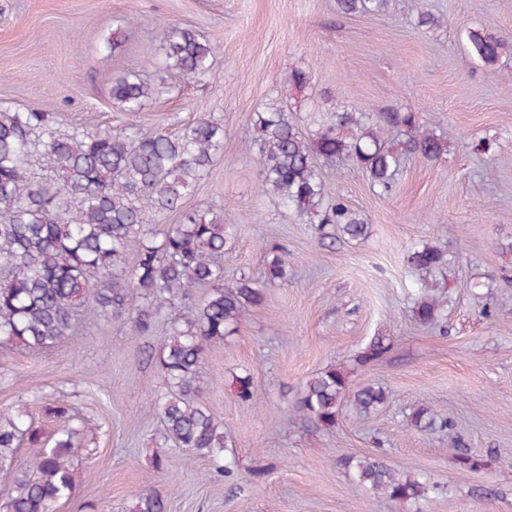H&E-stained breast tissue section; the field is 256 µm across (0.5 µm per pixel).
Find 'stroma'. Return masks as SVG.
Returning a JSON list of instances; mask_svg holds the SVG:
<instances>
[{"mask_svg":"<svg viewBox=\"0 0 512 512\" xmlns=\"http://www.w3.org/2000/svg\"><path fill=\"white\" fill-rule=\"evenodd\" d=\"M414 5L346 15L336 0H0V105L49 113L65 132L119 128L130 118L112 81L135 69L160 89L143 130L223 125V156L185 205L233 225L224 278L248 275L264 293L199 374V398L223 420L237 462L231 482L211 475L209 458L163 445L152 409L166 382L146 352L183 304L165 306L151 336L115 319L38 356L0 347V409L24 408L49 431L47 401L78 409L75 489L54 512H132L142 488L167 512H512V56L489 71L459 37L486 23L512 36V0H425L445 17L429 32ZM173 26L215 46L212 75L186 81L168 69ZM296 68L310 77L304 87L287 83ZM276 106L306 133L343 110L416 112L448 150L406 159L388 196L351 159L319 160L331 191L369 224L365 239L347 240L262 192L250 119ZM275 243L290 255L284 282L268 278ZM425 243L448 254L434 277L444 304L435 326L409 311L418 273L406 255ZM377 335L390 350L358 364ZM330 367L348 371L350 390L376 384L389 400L367 417L344 402L334 427L316 426L297 404ZM237 375L251 376L256 401L234 394ZM423 407L455 433L410 425ZM455 445L481 467L462 473ZM371 455L424 474L435 491L406 501L357 486L343 462Z\"/></svg>","mask_w":512,"mask_h":512,"instance_id":"stroma-1","label":"stroma"}]
</instances>
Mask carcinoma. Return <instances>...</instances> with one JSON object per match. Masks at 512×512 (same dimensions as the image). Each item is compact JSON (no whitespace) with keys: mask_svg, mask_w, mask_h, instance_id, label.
<instances>
[{"mask_svg":"<svg viewBox=\"0 0 512 512\" xmlns=\"http://www.w3.org/2000/svg\"><path fill=\"white\" fill-rule=\"evenodd\" d=\"M341 13H376L385 0H337ZM468 53L488 68L512 54V39L495 26L464 32ZM168 68L184 79L212 73L216 49L188 27L164 35ZM158 94L136 71L112 83V100L134 117L146 100ZM388 126L403 135L397 145L385 143L379 131ZM252 142L263 190L299 215H319L348 240L368 234L366 219L323 181L316 157H347L365 168L373 188L392 189L402 158L433 161L445 151L443 136L430 133L416 112H337L306 139L292 113L275 108L255 112ZM224 151V127L199 118L177 134L156 128L143 134L131 123L120 130H76L60 133L46 112H17L0 107V344L40 354L82 328H93L123 316L139 335H150L163 306L187 298L195 288L206 298L182 317L170 321L155 352L167 382L166 394L154 403L163 426V442L191 448L208 457L214 473L235 476L234 462L224 455V422L196 399V378L211 345L224 341L230 326L246 308L264 300L261 289L242 275L224 281V252L233 225L210 211L182 208L183 199L209 173ZM181 212L162 239L150 229L167 214ZM135 262L127 266L128 256ZM407 263L419 275L412 293V316L436 325L442 303L431 293L430 278L448 266L447 253L425 244L409 251ZM273 280L288 279V250L266 249ZM389 344L375 337L357 357L366 364L382 357ZM237 397L255 399L250 376L232 381ZM348 394L343 370L330 367L306 382L300 408L324 428H332ZM386 391L366 385L352 404L369 415L387 401ZM46 415L58 422L50 437L23 414L0 410V472L13 474V488L0 512H53L74 493L72 448L78 434L70 405L52 402ZM411 425L454 429L420 408ZM27 446L22 459L19 448ZM344 467L356 483L393 498L419 500L432 490L418 473L401 475L383 461L365 456ZM134 512H163L149 488L135 494Z\"/></svg>","mask_w":512,"mask_h":512,"instance_id":"carcinoma-1","label":"carcinoma"}]
</instances>
